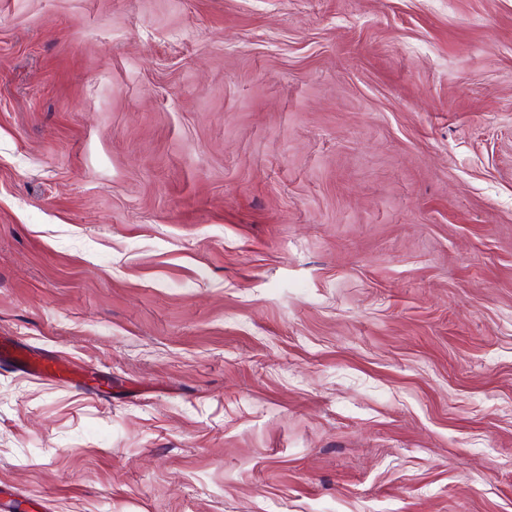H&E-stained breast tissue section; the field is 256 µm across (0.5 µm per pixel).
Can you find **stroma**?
Returning a JSON list of instances; mask_svg holds the SVG:
<instances>
[{
  "label": "stroma",
  "mask_w": 512,
  "mask_h": 512,
  "mask_svg": "<svg viewBox=\"0 0 512 512\" xmlns=\"http://www.w3.org/2000/svg\"><path fill=\"white\" fill-rule=\"evenodd\" d=\"M0 336L42 512H512V0H0ZM11 361L25 368L27 373L39 379H54L62 372L59 363L42 356L30 354L16 344L0 343V361Z\"/></svg>",
  "instance_id": "1"
}]
</instances>
